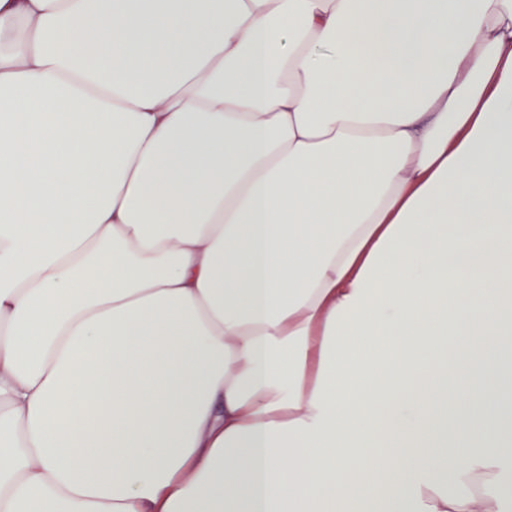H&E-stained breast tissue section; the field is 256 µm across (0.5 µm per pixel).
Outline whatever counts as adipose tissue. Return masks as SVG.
I'll return each instance as SVG.
<instances>
[{"instance_id":"ef3b65f1","label":"adipose tissue","mask_w":512,"mask_h":512,"mask_svg":"<svg viewBox=\"0 0 512 512\" xmlns=\"http://www.w3.org/2000/svg\"><path fill=\"white\" fill-rule=\"evenodd\" d=\"M512 0H0V512H503Z\"/></svg>"}]
</instances>
